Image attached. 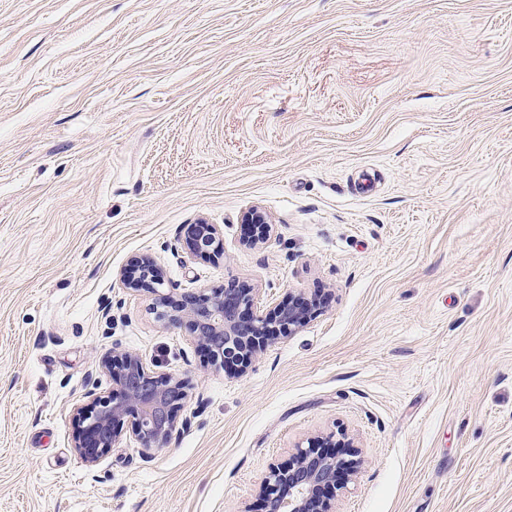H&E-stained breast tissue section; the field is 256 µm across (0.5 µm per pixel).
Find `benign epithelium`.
<instances>
[{"label":"benign epithelium","mask_w":512,"mask_h":512,"mask_svg":"<svg viewBox=\"0 0 512 512\" xmlns=\"http://www.w3.org/2000/svg\"><path fill=\"white\" fill-rule=\"evenodd\" d=\"M242 222L255 224L252 242L258 244L272 226L264 212L251 209ZM193 260H209L223 254V236L213 224L200 221L185 239ZM125 287L154 296L158 319L184 325L196 346L214 366L244 372L275 336H287L307 323L317 306L304 293L278 304L269 312L258 306L248 288L176 292L164 289L160 267L149 256L134 261L133 277L122 279ZM103 367L112 373L115 387L103 395L96 381L88 383V403L74 410V448L84 464L93 469L119 441L125 419L132 418L131 434L143 459L166 447L188 419L178 420L177 409L187 397L186 381L173 374L151 371L141 357L130 351L112 350ZM360 458L352 439L318 436L299 446L286 464H273L261 482L262 512H336V483L340 472H356Z\"/></svg>","instance_id":"1"}]
</instances>
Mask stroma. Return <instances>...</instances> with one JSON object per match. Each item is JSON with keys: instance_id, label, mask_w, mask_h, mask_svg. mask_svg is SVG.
I'll list each match as a JSON object with an SVG mask.
<instances>
[{"instance_id": "35a3bbf8", "label": "stroma", "mask_w": 512, "mask_h": 512, "mask_svg": "<svg viewBox=\"0 0 512 512\" xmlns=\"http://www.w3.org/2000/svg\"><path fill=\"white\" fill-rule=\"evenodd\" d=\"M141 255L321 306L228 375L121 284ZM116 345L191 426L93 472L73 410ZM341 432L337 512H512V0H0V512H260ZM187 254L193 260H209L223 254V235L213 224H193L185 239Z\"/></svg>"}]
</instances>
